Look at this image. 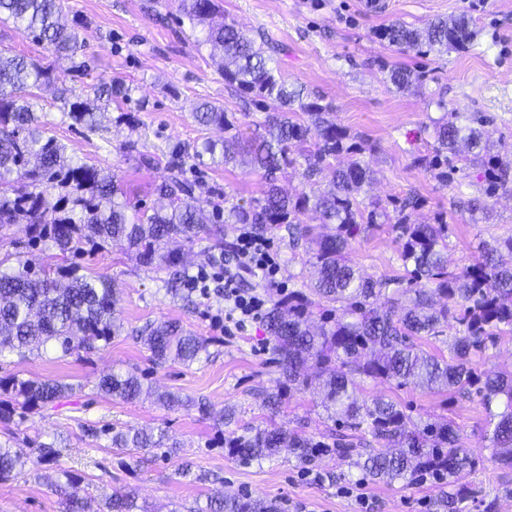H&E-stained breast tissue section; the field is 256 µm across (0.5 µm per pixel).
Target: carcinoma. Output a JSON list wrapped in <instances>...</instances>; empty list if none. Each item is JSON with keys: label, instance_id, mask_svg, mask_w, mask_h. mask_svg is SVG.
I'll return each mask as SVG.
<instances>
[{"label": "carcinoma", "instance_id": "carcinoma-1", "mask_svg": "<svg viewBox=\"0 0 512 512\" xmlns=\"http://www.w3.org/2000/svg\"><path fill=\"white\" fill-rule=\"evenodd\" d=\"M191 28L199 30L198 44L209 47L212 63L224 82L241 96L274 98L282 111L269 113L263 132L244 141L238 126L224 109L202 102L193 111L203 128L224 130V141H209L190 153L171 151L169 175L157 187L167 205L146 211L123 200L116 176L95 165L78 162L66 154L55 137L46 134L44 122L34 112L33 88L53 80L51 71L20 54L0 51V234L15 224L31 231L32 244L62 253L77 252L85 243H113L130 251L147 270L164 271L172 298L186 304L190 294L176 284L186 281L183 256L166 245L174 240H203L207 224H251L263 234L277 224L288 225L292 241L307 243L306 263L315 277L302 290H292L272 303L267 329L273 340L284 381L268 392L263 406L279 413L284 389L309 386L308 370H318L327 418L343 429L332 443L314 440L304 424L294 427H257L238 439L232 453L248 459L273 457L283 448L303 462L328 453L348 460L352 467L383 482L459 478L477 464L469 454L460 430L450 420L414 421L389 399L366 402L359 396L361 383L382 380L398 386L411 384L427 392L474 389L488 413L491 427L487 441L489 460L512 467V373L479 372L472 356L512 335V235L482 242L473 262L448 269L449 224L438 214L433 221L416 224L406 210L417 205L412 198H392L388 205L365 203L359 193L373 179L363 160L364 142L347 128L325 118L327 107L310 100L300 89H288L271 59L235 22L213 23L215 0H182ZM61 0H0V22H13L33 40L50 44L55 53L70 60V71L84 72L89 64L85 42L78 29L63 22ZM381 38L398 51L421 56L466 48L474 39L464 17L437 18L422 27L396 22L383 29ZM392 85L405 90L422 82L423 75L406 67L388 71ZM94 99L66 85L59 89L61 122L97 130L96 101L121 105L130 88L121 80L102 79L90 88ZM433 121V142L416 162L438 180L448 183L470 167L482 174L480 195L462 201V210L473 222L487 219L490 201L512 192V159L490 152L482 130L461 122L460 112L448 111ZM220 154V162L247 163L263 172L268 186L247 206L228 209L215 204L212 216L196 205L200 184L184 176L186 166L203 162L204 155ZM303 160L302 175L311 180L323 176L325 186L309 193L285 194L275 184L276 174ZM59 190L53 207L45 194ZM318 214L331 225L324 235H313L305 223L308 213ZM397 232L399 259L406 272L402 278H375L361 272L349 258L352 242L365 224L378 220ZM391 292L387 301L380 297ZM120 295L115 283L103 275L79 273L77 266H33L17 258V266L0 267V361L24 359L37 351L52 350L60 358L80 350L99 351L120 335ZM447 331L450 358L430 353L415 340L436 337ZM137 339L152 358L164 363L178 360L191 365L209 356L208 341L184 329L177 321H162L145 328ZM22 409L33 412L59 401L71 386L54 379L0 380ZM101 394L124 401L153 395L168 408L185 400L169 391L153 390L134 371L113 372L102 377ZM202 414L218 424L232 421L227 409L215 411L197 403ZM104 435L114 448L153 452L164 445L165 433L136 428L114 431L105 425L91 430ZM388 448L363 454L357 450L362 436ZM61 440L36 439L23 453L10 440L0 442V481L21 474L46 480L62 496L65 512H85L69 489L81 475L58 468L55 475L44 467L57 464ZM105 512H138L136 491L115 490L105 500ZM197 512H281L266 497L233 495L209 498Z\"/></svg>", "mask_w": 512, "mask_h": 512}]
</instances>
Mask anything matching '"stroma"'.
<instances>
[{
    "mask_svg": "<svg viewBox=\"0 0 512 512\" xmlns=\"http://www.w3.org/2000/svg\"><path fill=\"white\" fill-rule=\"evenodd\" d=\"M220 15L234 19L278 67L288 87L324 98L330 119L359 136L368 149L364 159L374 172L361 193L365 201L386 202L391 196H415L420 208L411 210L413 222H427L444 214L450 224L448 265L455 268L478 256L482 241L512 234V194L494 200L488 223H471L456 206L458 197L475 194L477 171L443 183L413 162L424 152L425 129L439 118L437 98L454 112L486 116L482 130L492 151L512 156V0H393L390 13L370 17L358 9V0H216ZM68 19L76 20L92 58L91 68L74 79L89 89L100 79L115 77L131 87L123 109L107 107L97 132H82L60 120L55 85L36 89L38 113L49 135L62 143L68 155L114 172L128 201L149 208L157 205L154 191L168 172L174 145L189 148L203 141L221 142L224 132L204 129L192 118L193 106L208 100L233 115L243 137L257 134L266 113L280 111L279 101L257 106L225 84L209 52L197 43L181 10V0H67ZM441 16L469 20L475 38L467 51L421 57L400 52L381 41L378 33L395 21L420 26ZM26 55L68 78V63L53 48L34 42L13 24L0 23V48ZM423 72L422 84L400 92L387 79L386 67ZM138 142L153 156L141 164L128 142ZM202 184L200 204L212 208L217 198L226 205H246L261 197L265 180L243 164L204 162L188 170ZM289 289L298 290L312 277L304 248L293 247L285 226L271 231ZM350 257L367 274L393 277L402 272L395 235L387 224L367 228L352 244ZM58 265L83 266L86 272L114 280L121 294L125 330L109 347L95 353L79 352L65 358L33 354L0 364V377L57 379L73 385L71 395L55 407L27 412L15 410L9 424L0 423V438L17 442L36 434H57L64 440L59 464L77 471L82 480L76 492L90 512H100L113 491L136 488L144 512H187L195 502L224 494H249L277 499L281 512H355L341 487L365 482L373 512H437V500L452 493L448 484L431 481L384 483L365 478L334 455L324 454L308 464L281 452L269 460H245L233 455L229 444L265 422V392L278 384L280 368L266 325L227 336L212 328L204 309L221 307L224 300L195 299L191 307L167 294L165 272L139 267L120 247L87 245L78 254H55ZM163 320L209 340V360L185 365L169 361L154 364L136 340L139 330ZM135 368L146 384L214 409L232 406L234 420L219 426L194 406L169 409L143 398L127 403L98 393L99 377L117 368ZM365 399L385 396L404 407L413 419L445 418L459 428L467 448L481 462L461 480L475 492L458 512H512V469L483 460L481 438L487 415L478 397L465 392L429 393L411 385L397 387L365 381ZM318 391L307 389L285 398L277 423H304L314 439L327 440L334 424L327 420ZM164 430L176 442L174 453H153L141 459L136 451L111 447L89 429L103 425ZM190 463L198 482L177 477L182 463ZM0 512H63L62 501L45 482L20 477L0 482Z\"/></svg>",
    "mask_w": 512,
    "mask_h": 512,
    "instance_id": "obj_1",
    "label": "stroma"
}]
</instances>
